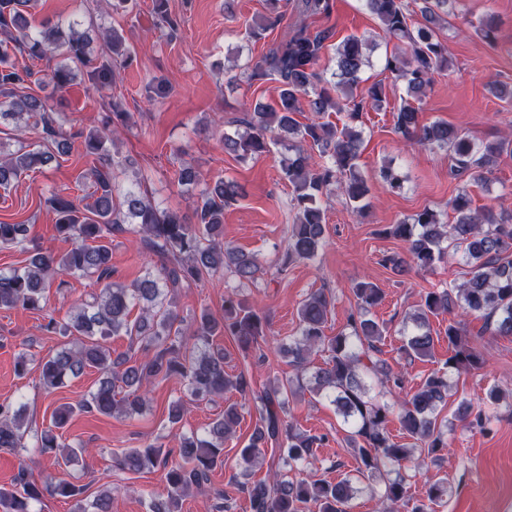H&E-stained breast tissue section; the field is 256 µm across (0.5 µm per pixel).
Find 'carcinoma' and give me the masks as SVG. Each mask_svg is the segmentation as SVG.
Masks as SVG:
<instances>
[{
    "instance_id": "cac0c4a2",
    "label": "carcinoma",
    "mask_w": 512,
    "mask_h": 512,
    "mask_svg": "<svg viewBox=\"0 0 512 512\" xmlns=\"http://www.w3.org/2000/svg\"><path fill=\"white\" fill-rule=\"evenodd\" d=\"M267 14L249 29L248 38L257 41L280 24L282 0H266ZM364 6L380 22L383 31L403 42L405 50L385 58L384 69L405 88L406 97L396 108L395 132L413 145L445 148L451 157V172L468 175L476 183L490 181L497 157L512 150V139L501 138L476 146L464 133L445 121L419 123V104L426 96L435 74L449 69L448 49L437 29L453 13L457 0H421L422 22H411L403 0H363ZM31 0H0V121L16 120L19 132L39 130L41 144L32 148L18 141L17 148L0 154V188L8 189L30 171L39 169L55 155L71 152L73 135L55 117L48 100L31 91L28 83L34 71L19 66L21 55L31 62L51 63L57 51L66 62L50 68L49 76L63 90L76 78L74 68H82L94 89L112 88L120 69L133 60V50L124 36L112 28L104 31L105 52L92 54L89 30L79 23L32 27L24 10ZM306 16L328 15L332 0H297ZM155 25L174 37L179 21L167 8V0H153ZM331 38L328 30L311 33L305 23L297 25L279 44L253 65L240 68L230 81L255 82L274 78L280 83L275 104L256 103L253 111L239 119L244 130L234 136L221 134L224 151L245 163L281 141L290 142L292 154L282 161V178L293 189L295 211L291 231L278 251L273 268L281 275L292 265L312 261L327 245V225L322 198L334 186L358 213L367 208L369 185L359 166L361 130L358 124L366 108L381 110L387 105L385 88L370 86L357 97L364 68L370 65L368 39L349 36L334 47V68L330 77L319 70L320 53ZM313 112L343 115L342 125L331 121L303 124L296 116ZM133 125L129 112H108L100 127L84 136L83 149L98 164L81 176L87 192L83 196L55 194L48 199L56 212V230L70 248L60 255L29 246L27 225L0 222V245L16 246L28 254L20 268L0 271V309L21 307L44 311L45 293L53 283L63 286L64 276L95 279L99 292L76 308L63 323L49 318L46 325L71 341L55 353L39 360V386L50 394L86 371L98 377L88 395L77 404L57 407L51 426L34 434V446L25 444L30 433L27 408L20 404L0 405V449L19 455L46 456L57 466L69 467L88 454L62 439L64 428L77 413L105 416H133L144 408L149 385L158 379L178 377L185 382L189 401L231 394L224 414L213 419L205 435L182 436L177 448L179 460H169L170 452L155 443L132 448L115 459L125 472L141 473L155 467L166 470L164 492L150 502V512H182L183 499L190 491L209 484L211 472L224 465V439L236 432L242 411L254 409L255 429L240 451L241 475L248 476L259 463L265 447H270L272 468L267 478L246 486L251 512H303L313 504L317 512H346L348 504L362 491L367 479L379 485L382 512L386 505L411 506V512H436L435 506L448 496L445 478L425 477V496L414 501L410 493L406 464L414 472L429 471L440 452L448 448V428L439 421L448 397V371L458 374L486 365L481 350L465 337L462 321L448 323V359L444 370L423 380L412 392L395 400L370 394L369 381L404 390L403 377L380 357L387 327L370 318L382 300V291L371 282L353 288L356 312L349 318V331L334 336L324 333L333 306L332 294L324 288L311 292L298 309L299 334L288 344V357L297 377L275 383L259 393L247 372L230 374L224 369V349L214 345L217 336H228L245 355L276 339L259 309L237 290L224 294L221 313L204 310L193 319L191 336H186L184 319L167 296L189 288L207 276L230 274L241 286L257 284L265 269L257 254L224 245V208L243 195L233 180L217 179L193 197V219L176 211L159 208L143 190L148 175L134 169L128 159L112 155L109 143ZM387 189H403L404 177L393 167L381 171ZM448 207L455 214L450 224L425 208L405 221L383 230L406 243L405 254L385 259L398 275L413 270L429 271L441 262L447 250L462 254L470 267L469 278L459 285L427 291L411 318L400 351L407 357L431 355L435 339L430 317L462 310L495 320V333L512 336V213L492 207L474 209L464 190ZM133 231L140 242L160 261L159 269L148 271L128 285L114 282L110 235ZM138 314H133L134 310ZM127 336L138 345L140 355L112 358L109 340ZM324 355L323 365L307 374L311 354ZM307 389L336 408L349 429V442L358 467L335 482L316 479H288V472L315 466L314 448L323 438L310 435L285 420L288 395ZM502 395L487 390L478 419H490ZM407 437L423 445L425 455L415 456V448L396 441L388 430L393 413ZM75 501L77 512H112V488L97 492L84 503L86 486L71 478L48 476L38 482L21 467L12 489L0 488V512H33L31 502L44 494Z\"/></svg>"
}]
</instances>
